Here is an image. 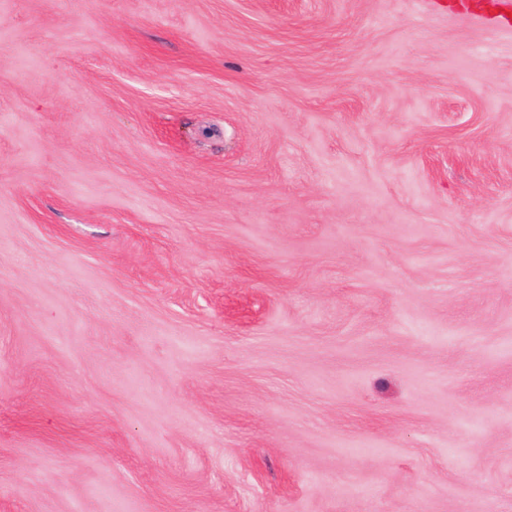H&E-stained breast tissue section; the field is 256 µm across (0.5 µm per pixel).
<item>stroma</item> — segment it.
Here are the masks:
<instances>
[{"instance_id":"stroma-1","label":"stroma","mask_w":512,"mask_h":512,"mask_svg":"<svg viewBox=\"0 0 512 512\" xmlns=\"http://www.w3.org/2000/svg\"><path fill=\"white\" fill-rule=\"evenodd\" d=\"M0 512H512V33L0 0Z\"/></svg>"}]
</instances>
